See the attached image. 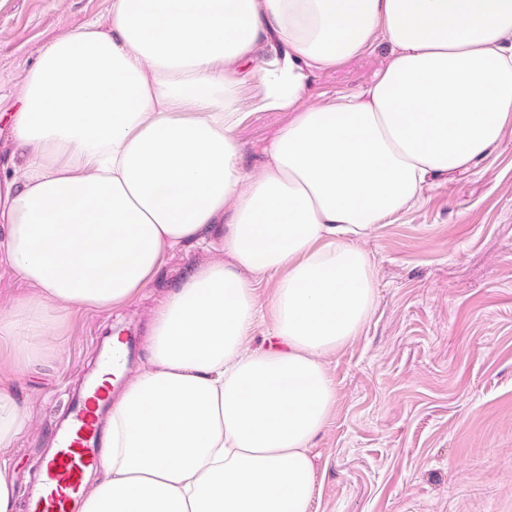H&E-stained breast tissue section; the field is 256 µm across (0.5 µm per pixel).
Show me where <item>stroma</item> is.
Masks as SVG:
<instances>
[{
  "mask_svg": "<svg viewBox=\"0 0 512 512\" xmlns=\"http://www.w3.org/2000/svg\"><path fill=\"white\" fill-rule=\"evenodd\" d=\"M111 13L112 0H0V113L44 47ZM387 61L380 46L314 74L307 104L364 88ZM238 96L246 116L235 137L254 168L292 115L261 109L260 81ZM361 246L374 263L376 308L327 359L337 402L310 450L311 512H512V130L469 171L429 183ZM209 258L182 246L125 307L62 314L39 338L34 367L18 369L17 354L0 347V377L28 415L0 450L19 507L72 392L97 366L99 341L126 327L146 339L159 302Z\"/></svg>",
  "mask_w": 512,
  "mask_h": 512,
  "instance_id": "1",
  "label": "stroma"
}]
</instances>
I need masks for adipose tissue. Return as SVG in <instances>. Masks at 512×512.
Here are the masks:
<instances>
[{
    "label": "adipose tissue",
    "mask_w": 512,
    "mask_h": 512,
    "mask_svg": "<svg viewBox=\"0 0 512 512\" xmlns=\"http://www.w3.org/2000/svg\"><path fill=\"white\" fill-rule=\"evenodd\" d=\"M382 42L371 85L303 105L315 72ZM252 79L262 108L296 116L249 170L234 131ZM0 121V264L35 290L0 315L1 341L120 308L170 250L222 240L160 302L80 512H309L337 400L324 358L376 306L359 241L512 127V0H112L109 28L53 41ZM26 423L0 384V449ZM273 282L269 281L259 289V303L261 305L258 318L250 336V345L258 346L272 329V316L267 306V300L271 295Z\"/></svg>",
    "instance_id": "1"
}]
</instances>
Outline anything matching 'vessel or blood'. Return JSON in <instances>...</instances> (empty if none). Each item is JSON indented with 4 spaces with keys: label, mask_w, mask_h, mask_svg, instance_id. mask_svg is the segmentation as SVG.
<instances>
[{
    "label": "vessel or blood",
    "mask_w": 512,
    "mask_h": 512,
    "mask_svg": "<svg viewBox=\"0 0 512 512\" xmlns=\"http://www.w3.org/2000/svg\"><path fill=\"white\" fill-rule=\"evenodd\" d=\"M136 345V336L128 331L102 349L100 359L109 377L125 371ZM109 405L102 384L96 380L73 395L54 429V446L48 450L29 495V512H71L78 505L86 473L99 464V425Z\"/></svg>",
    "instance_id": "obj_1"
}]
</instances>
